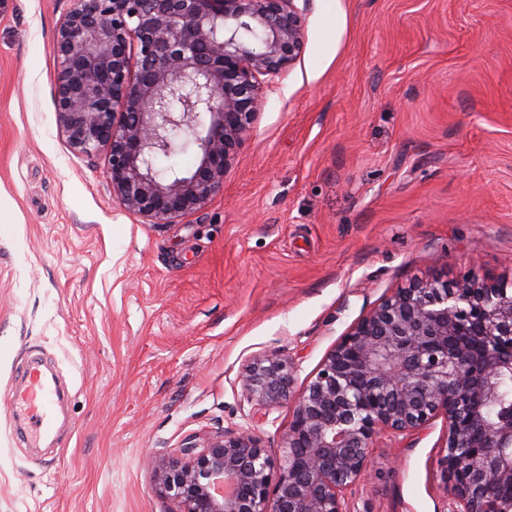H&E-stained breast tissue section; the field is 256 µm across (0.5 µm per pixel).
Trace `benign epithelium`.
<instances>
[{"label":"benign epithelium","mask_w":512,"mask_h":512,"mask_svg":"<svg viewBox=\"0 0 512 512\" xmlns=\"http://www.w3.org/2000/svg\"><path fill=\"white\" fill-rule=\"evenodd\" d=\"M304 30L296 0H73L52 47L58 133L76 155L105 153L112 195L142 223L192 215L224 192L262 89L301 57ZM181 134L198 163L160 172ZM505 372L508 282L421 281L351 324L298 393L292 359L247 362L255 413L292 407L283 453L226 429L152 450L146 464L176 512H351L346 491L368 477L377 439L440 419L449 512H512L501 493L512 488V408L489 415Z\"/></svg>","instance_id":"1"}]
</instances>
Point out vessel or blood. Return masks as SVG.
<instances>
[{"label":"vessel or blood","mask_w":512,"mask_h":512,"mask_svg":"<svg viewBox=\"0 0 512 512\" xmlns=\"http://www.w3.org/2000/svg\"><path fill=\"white\" fill-rule=\"evenodd\" d=\"M7 398L19 416L28 443L39 444L54 433L59 389L39 363L27 366L22 384L8 392Z\"/></svg>","instance_id":"b4317fda"}]
</instances>
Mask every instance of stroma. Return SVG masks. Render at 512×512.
Instances as JSON below:
<instances>
[{
  "instance_id": "stroma-1",
  "label": "stroma",
  "mask_w": 512,
  "mask_h": 512,
  "mask_svg": "<svg viewBox=\"0 0 512 512\" xmlns=\"http://www.w3.org/2000/svg\"><path fill=\"white\" fill-rule=\"evenodd\" d=\"M70 6L0 0V512H170L148 451L227 428L279 451L290 409L255 416L253 356L300 387L395 289L512 281V0H308L223 194L165 224L58 134ZM33 354L68 391L41 452L5 399ZM444 433L382 437L352 512H440Z\"/></svg>"
}]
</instances>
